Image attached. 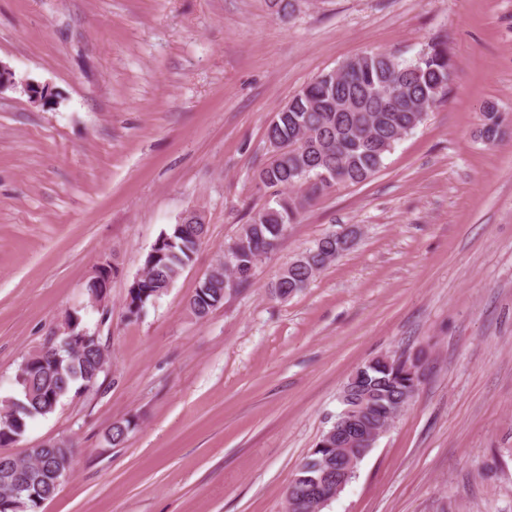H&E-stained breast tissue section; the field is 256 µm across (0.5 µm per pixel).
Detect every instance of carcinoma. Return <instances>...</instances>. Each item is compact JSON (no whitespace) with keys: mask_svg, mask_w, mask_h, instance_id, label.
<instances>
[{"mask_svg":"<svg viewBox=\"0 0 512 512\" xmlns=\"http://www.w3.org/2000/svg\"><path fill=\"white\" fill-rule=\"evenodd\" d=\"M456 77L448 51L440 42L413 59L383 52H365L345 61L338 72L316 76L287 104L274 112L266 130L267 142L288 144V151L268 159L254 174L258 189L268 195L262 209L250 215L238 236L224 245L218 262L230 259L232 271L209 278L195 289L187 307L198 320L224 304L226 296L249 285L257 266L279 247L288 229L322 197L341 185L365 182L384 165L394 147L424 121L428 111L443 101ZM503 117L492 103L482 113L479 136L488 145L501 135ZM208 234L203 216L181 217L163 230L152 252L145 256L142 275L128 288L129 315L139 316L147 304L167 293L192 262ZM349 249L338 233H329L284 266L271 283L272 294L287 299L308 286L313 277ZM49 356L23 361L14 382L15 394L0 400V448L18 441L28 424L53 414L70 391L80 393L95 386L104 373L106 348L90 344L69 350L61 336L48 341ZM401 365L375 363L363 366L348 379L356 394H368L374 405L363 425L382 427L403 395ZM136 423H112L110 446L121 447ZM323 431L312 453L294 478L306 479L325 471L336 472V458L344 456L348 438L326 437ZM68 461L64 448H42L29 460L0 468V495L9 507L0 512H41L60 490L55 470Z\"/></svg>","mask_w":512,"mask_h":512,"instance_id":"1","label":"carcinoma"}]
</instances>
